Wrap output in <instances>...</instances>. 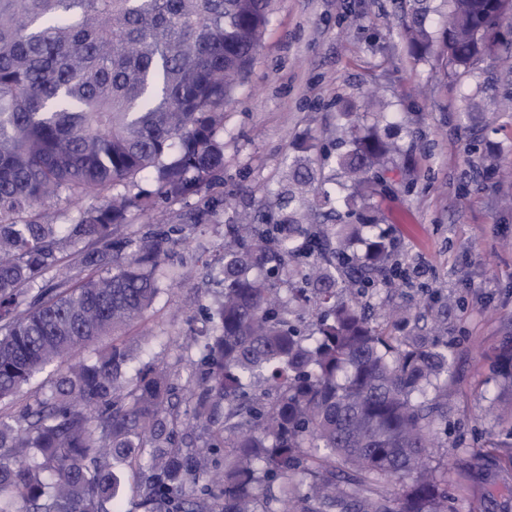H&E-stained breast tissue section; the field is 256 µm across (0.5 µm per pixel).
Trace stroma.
<instances>
[{
    "mask_svg": "<svg viewBox=\"0 0 512 512\" xmlns=\"http://www.w3.org/2000/svg\"><path fill=\"white\" fill-rule=\"evenodd\" d=\"M512 70L496 56L454 73L441 58L417 60L399 0H274L255 59L224 107V209L184 223L196 197L131 215L126 231L179 227L164 285L144 335L128 336L140 363L177 364L179 338L206 325L222 291L224 227L274 222L275 190L299 145L334 151L336 115L349 101L371 126L389 116L403 152L381 179L377 232L404 275L362 298L386 333L390 308L409 309L410 329L429 333L440 314L448 371V486L458 512H512V437L491 411L501 386L495 356L512 339Z\"/></svg>",
    "mask_w": 512,
    "mask_h": 512,
    "instance_id": "obj_1",
    "label": "stroma"
}]
</instances>
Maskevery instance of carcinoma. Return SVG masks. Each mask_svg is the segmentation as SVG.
<instances>
[{
    "label": "carcinoma",
    "mask_w": 512,
    "mask_h": 512,
    "mask_svg": "<svg viewBox=\"0 0 512 512\" xmlns=\"http://www.w3.org/2000/svg\"><path fill=\"white\" fill-rule=\"evenodd\" d=\"M442 53L468 70L512 0H449ZM431 0H401L414 53L434 51ZM271 0H0V403L108 334L19 418L0 414V512H456L429 464L448 417V346L390 336L358 297L401 275L392 243L345 218L383 193L399 145L341 113L339 191L289 165L276 224H227L224 294L175 370L121 333L161 293L170 232L118 229L158 200L217 214L224 102L250 66ZM151 173L155 194L135 192ZM124 191L112 194L117 185ZM106 195L71 223L48 205ZM363 240V249L354 244ZM313 302L316 338L288 304ZM512 426V343L497 355Z\"/></svg>",
    "instance_id": "1"
}]
</instances>
